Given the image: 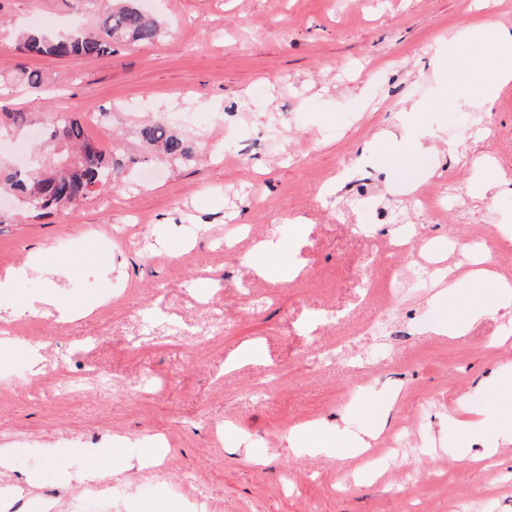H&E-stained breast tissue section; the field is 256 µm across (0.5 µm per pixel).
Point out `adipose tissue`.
Here are the masks:
<instances>
[{
    "label": "adipose tissue",
    "instance_id": "adipose-tissue-1",
    "mask_svg": "<svg viewBox=\"0 0 512 512\" xmlns=\"http://www.w3.org/2000/svg\"><path fill=\"white\" fill-rule=\"evenodd\" d=\"M449 45L468 44L481 49L490 60L489 66L470 69L466 79L454 89L458 98L492 101L497 91L512 82V32L486 21L471 25L448 37ZM491 256H484L478 267L465 274L455 268H441L440 289L433 305L437 316L431 324L432 333L456 338L467 335L474 319L481 315H512V283L502 279L490 267ZM492 395L490 406L448 418L453 433V458L459 462L472 460V448H481L482 458L491 459L500 449L512 446V369L498 371L483 383ZM395 404L386 397L370 402L363 410L366 426L361 435L341 444L339 453L351 457L373 447L379 439L385 420ZM102 452L97 448H60L54 466L60 480L69 486H81L103 480L107 471L101 465ZM83 466H75V459Z\"/></svg>",
    "mask_w": 512,
    "mask_h": 512
}]
</instances>
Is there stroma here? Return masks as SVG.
<instances>
[{"label": "stroma", "mask_w": 512, "mask_h": 512, "mask_svg": "<svg viewBox=\"0 0 512 512\" xmlns=\"http://www.w3.org/2000/svg\"><path fill=\"white\" fill-rule=\"evenodd\" d=\"M147 10L163 24L159 41L77 64L22 54L17 34L93 27L100 0H0V113L37 119L25 139L0 127L1 156L30 160L64 113L104 150L117 136L136 157V130L166 112L207 150L189 167L148 162L149 182L38 219L0 205V273L16 274L0 316L56 286L70 302L105 304L68 323L43 310L22 318L32 335L62 342L35 361L18 337L0 360V488L21 487L27 508L47 493L66 503L76 490L52 460L75 446L113 450L111 479L126 492L112 512H191V491L175 486L186 475L213 512H512V446L494 470L472 468L452 458L442 428L449 412L490 403L477 382L512 368V319L437 336L438 283L382 286L391 267L414 276L444 240L489 251L512 280V251L500 247L512 235V84L489 103L455 98L464 66L485 60L446 44L484 19L512 29V0L470 14L462 0H148ZM23 69L40 71L53 94L30 91ZM103 112L112 127L98 124ZM412 126L432 149L422 185L442 198L428 219L393 175L398 156L376 146ZM482 160L501 172L487 192ZM360 194L370 211L354 210ZM270 241L291 252L295 277L264 279L246 262ZM141 312L203 338L186 353L138 346ZM253 343L264 364L226 370ZM97 364L114 372L110 393L31 390L54 368ZM270 377L269 397L255 400ZM144 378L153 389L133 393ZM391 395L381 464L340 457L336 437L359 432L362 407ZM302 423L333 441L294 453L288 430ZM161 437L163 477L124 470ZM29 474L37 487L25 486Z\"/></svg>", "instance_id": "1"}]
</instances>
